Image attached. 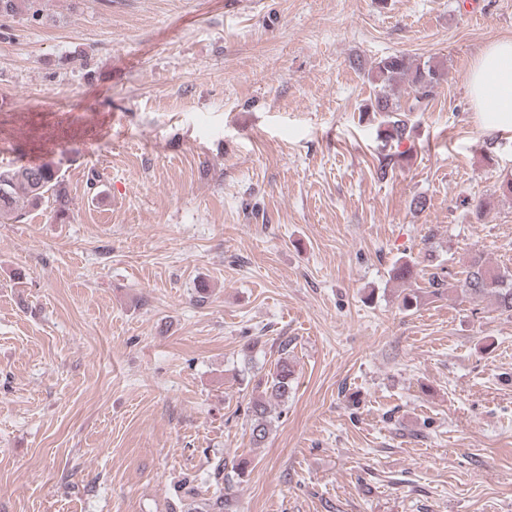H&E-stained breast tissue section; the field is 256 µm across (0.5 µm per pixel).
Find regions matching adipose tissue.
Wrapping results in <instances>:
<instances>
[{"label":"adipose tissue","mask_w":512,"mask_h":512,"mask_svg":"<svg viewBox=\"0 0 512 512\" xmlns=\"http://www.w3.org/2000/svg\"><path fill=\"white\" fill-rule=\"evenodd\" d=\"M472 101L485 130L512 133V38L491 40L469 74Z\"/></svg>","instance_id":"adipose-tissue-1"}]
</instances>
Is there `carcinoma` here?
I'll return each instance as SVG.
<instances>
[{
    "label": "carcinoma",
    "mask_w": 512,
    "mask_h": 512,
    "mask_svg": "<svg viewBox=\"0 0 512 512\" xmlns=\"http://www.w3.org/2000/svg\"><path fill=\"white\" fill-rule=\"evenodd\" d=\"M42 0H0V16L23 14L30 22H39L43 16ZM366 77L377 89L374 100L363 113L377 122L378 138L384 144H401L409 132L407 113L422 109L442 83L447 72L442 64L433 60L415 62L404 54H391L373 62ZM413 96L407 105L403 99ZM23 193L31 206L38 208L44 202L53 205L55 219L61 223L70 218L72 200L59 174L49 164H13L0 168V219H9L16 213V195ZM460 292L462 296L480 299L494 298L497 309L512 316V267H492L480 254L471 256L464 270ZM293 370L288 358L281 357L264 382L261 396L248 402L250 437L254 446H261L272 425L271 401H285L291 392ZM231 487L216 491L204 503L206 512H232Z\"/></svg>",
    "instance_id": "carcinoma-1"
}]
</instances>
